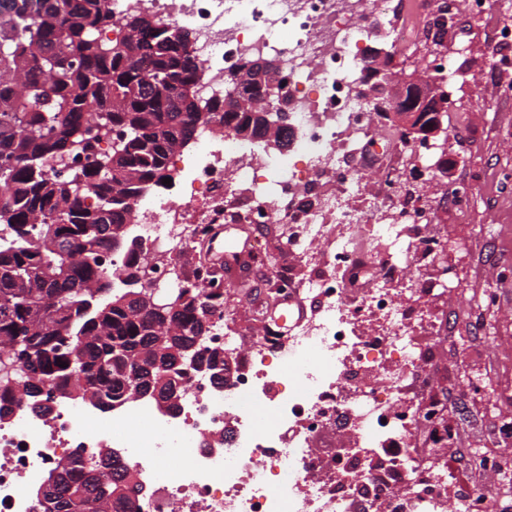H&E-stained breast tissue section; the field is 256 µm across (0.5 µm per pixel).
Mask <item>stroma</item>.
I'll return each instance as SVG.
<instances>
[{
	"mask_svg": "<svg viewBox=\"0 0 512 512\" xmlns=\"http://www.w3.org/2000/svg\"><path fill=\"white\" fill-rule=\"evenodd\" d=\"M491 12L456 19L443 36L453 78L436 83L452 105L448 132L434 137L429 174L421 197L435 223L405 225V236L424 232L443 242V260L429 257L402 267L423 281L414 302L412 338L440 340L443 352L430 369L431 396L448 405L452 443L445 455L460 456L474 481L512 506V462L494 471L474 466L477 455L506 458L511 442L499 430L512 419V194L499 185L512 179V67L489 70L500 55L495 34L512 18V0H492ZM371 52L378 61L403 68L406 78L387 82L390 99L401 98L409 82L425 83L421 65L403 66L384 30H376ZM452 170H445V161ZM303 276L307 268L293 253L273 264L236 274V288L224 308L239 329L267 320L282 301L270 284L277 272Z\"/></svg>",
	"mask_w": 512,
	"mask_h": 512,
	"instance_id": "stroma-1",
	"label": "stroma"
}]
</instances>
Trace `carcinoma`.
Wrapping results in <instances>:
<instances>
[{
    "instance_id": "obj_1",
    "label": "carcinoma",
    "mask_w": 512,
    "mask_h": 512,
    "mask_svg": "<svg viewBox=\"0 0 512 512\" xmlns=\"http://www.w3.org/2000/svg\"><path fill=\"white\" fill-rule=\"evenodd\" d=\"M120 27L118 39L101 38L112 28L103 0H0V225L9 229L0 236V359L25 368L0 385V422L22 406L49 411L51 390L114 406L155 398L158 374L149 368L177 366L182 343L224 312V294L194 283L171 294L179 300L171 312L133 299L142 284L131 274L112 285L105 256L122 254L129 268L140 262L130 200L163 185L168 159L194 142L204 111L220 113L236 136L249 128L251 141L285 139L283 127L260 122L274 100L246 71L250 60L228 80L235 96L184 112L169 94L174 84H197L183 33L146 13ZM363 68L377 113L415 116V130L399 128V138L429 136L441 116L434 99L412 84L392 101L376 60L364 58ZM93 129L124 136L97 153ZM70 156L86 163L62 177L55 165ZM91 194L97 203L84 205ZM33 301L59 318L32 314ZM113 459L93 468L58 461L39 512H137L134 476Z\"/></svg>"
}]
</instances>
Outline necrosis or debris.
I'll return each mask as SVG.
<instances>
[{"mask_svg": "<svg viewBox=\"0 0 512 512\" xmlns=\"http://www.w3.org/2000/svg\"><path fill=\"white\" fill-rule=\"evenodd\" d=\"M113 20L131 12L174 23L198 66L201 97L223 98L224 78L242 61L274 55L286 78L291 108L284 120L293 156L268 160L254 147L202 124V145L189 157L174 192L133 198L131 226L142 249V271L162 286L214 224L277 225L288 249L306 260L301 280L280 277L275 293L316 298L317 313L289 337L259 336L240 344L236 328L216 317L210 345L240 360L230 387L206 374L185 373L178 412L142 396L116 409L55 398L49 414L26 409L0 422V512H36L35 494L60 457L84 462L114 452L136 476L139 512H442L448 463L425 469L416 440L429 424L426 380L441 345L411 347L406 298L385 285L396 266L359 237L421 224V208L395 204L399 169H377L368 185L355 144L376 142L377 121L364 96L360 61L373 23L386 24L392 44L412 51L436 22H409L407 0H105ZM287 40H279L280 30ZM370 198L367 207L350 196ZM376 313L381 335L352 331ZM292 365L279 363L282 351ZM285 379L279 397L269 377ZM235 415L233 429L225 418ZM344 427L372 448L375 463L362 484L345 473L358 460L314 448L311 440Z\"/></svg>", "mask_w": 512, "mask_h": 512, "instance_id": "1", "label": "necrosis or debris"}]
</instances>
